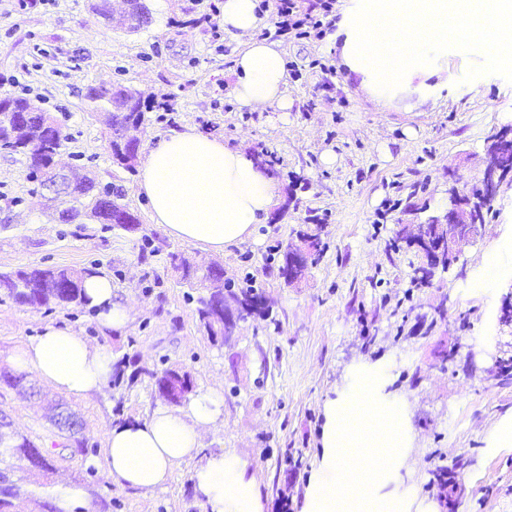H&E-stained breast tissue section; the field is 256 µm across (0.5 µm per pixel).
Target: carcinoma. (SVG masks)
<instances>
[{
    "label": "carcinoma",
    "mask_w": 512,
    "mask_h": 512,
    "mask_svg": "<svg viewBox=\"0 0 512 512\" xmlns=\"http://www.w3.org/2000/svg\"><path fill=\"white\" fill-rule=\"evenodd\" d=\"M88 98L95 103L94 109L111 116V134L108 148L114 161H119L125 125L144 123L145 113L150 110L141 95L126 86L101 84L89 89ZM64 138L56 120L35 107L26 97L0 98V145L25 158L28 177L51 162L55 152L63 148ZM74 187L68 198L56 203L58 217L65 223H101L103 195L118 190L102 186L90 173L72 168ZM171 263L181 269L182 277L189 283L220 282L224 273L217 265L208 266L203 274L199 268L181 254L170 255ZM94 273L86 269L78 274L66 268H32L0 273V292L15 302L32 309L51 311L57 307L85 303L84 277ZM230 294L241 299L240 311L245 316L263 315L261 295L253 288H240ZM224 295L217 289L199 298L197 317L199 328L214 343L220 342L219 333L224 320L215 317L211 309L213 298ZM55 471L53 454L38 447L34 441L17 430L0 434V512H15V501L31 493L29 487L45 489L43 512H62L56 506V496L47 491L50 475ZM87 494L90 508L107 512L108 502L95 488L94 482H81Z\"/></svg>",
    "instance_id": "carcinoma-1"
}]
</instances>
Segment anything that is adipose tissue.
Instances as JSON below:
<instances>
[{"label": "adipose tissue", "mask_w": 512, "mask_h": 512, "mask_svg": "<svg viewBox=\"0 0 512 512\" xmlns=\"http://www.w3.org/2000/svg\"><path fill=\"white\" fill-rule=\"evenodd\" d=\"M256 8V0H224V29L244 45L234 60L233 93L253 110H284L285 62L275 43L253 39L262 22ZM459 10V0H356L339 23L341 63L372 98L388 99L396 83L384 79L382 67L410 80L427 78V54L447 46L448 24ZM480 10L490 26L464 29V41L487 45L492 57H512V0H480ZM137 192L148 202L151 222L169 236L217 253L251 239L276 198L270 174L244 151L190 126L171 129L149 149ZM83 286L100 328L124 330L131 308L114 299L111 277L99 271ZM10 362L55 391L84 398L110 379L113 359L71 328L49 324ZM223 408V393L210 390L184 407H160L145 420L112 427L104 448L109 475L120 487L149 492L168 480L176 464L197 457L193 480L206 512H263L245 462L230 451L199 455L203 430L215 425ZM323 445L333 458H342L344 448L358 449L357 460H345L342 480L371 487L406 446L400 408L357 394L328 410Z\"/></svg>", "instance_id": "adipose-tissue-1"}]
</instances>
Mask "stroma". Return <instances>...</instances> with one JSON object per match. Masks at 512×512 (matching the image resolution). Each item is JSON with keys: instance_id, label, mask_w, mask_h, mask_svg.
Returning a JSON list of instances; mask_svg holds the SVG:
<instances>
[{"instance_id": "stroma-1", "label": "stroma", "mask_w": 512, "mask_h": 512, "mask_svg": "<svg viewBox=\"0 0 512 512\" xmlns=\"http://www.w3.org/2000/svg\"><path fill=\"white\" fill-rule=\"evenodd\" d=\"M92 0H40L20 9L0 0V98L23 96L50 113L70 164L123 191L137 229L64 224L48 210L22 156L0 149V271L93 268L112 279L117 300L133 309L121 332L105 333L84 305L36 311L0 296V370L47 324L66 326L126 359L121 382L72 399L89 447L104 450L116 419L132 423L165 406L152 372L186 373L194 392L221 390L224 412L202 436V452L234 451L255 478L263 512H305L317 487L340 482L322 446L326 409L365 377L384 405H401L409 446L374 489L401 512H512V383L494 372L512 355V324L500 320L512 284V184H503L482 234L448 270L418 282L414 250L392 244L397 225L421 224L448 209V178L459 189L481 184L489 137L512 128V58L488 61L480 47L430 54L457 83L429 78L384 105L361 91L338 64L337 31L298 39L280 33L276 14L254 32L278 44L287 70V110L263 112L234 98L233 61L241 44L211 6L224 0H146L147 23L129 29L104 21ZM119 84L153 104L132 135L139 156L170 130L193 125L250 156L272 155L276 204L251 240L215 253L176 240L151 223L137 194L138 175L112 160L103 118L89 87ZM322 227L323 251L296 284L279 267L285 246L305 225ZM216 263L228 289L255 288L269 311L238 321L216 345L198 327L197 300L170 253ZM496 253L505 266L492 273ZM19 432L54 451L53 487L80 482L88 460L43 418L36 401L0 385V412ZM458 468L465 493L446 502L434 483L439 464ZM178 464L144 493L114 484L98 467L109 512H206L192 474Z\"/></svg>"}]
</instances>
